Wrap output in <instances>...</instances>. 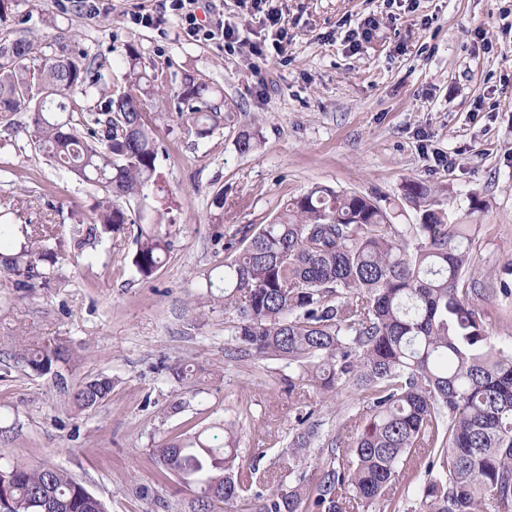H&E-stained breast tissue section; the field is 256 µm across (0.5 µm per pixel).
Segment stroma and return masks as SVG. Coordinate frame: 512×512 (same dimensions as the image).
I'll use <instances>...</instances> for the list:
<instances>
[{
	"mask_svg": "<svg viewBox=\"0 0 512 512\" xmlns=\"http://www.w3.org/2000/svg\"><path fill=\"white\" fill-rule=\"evenodd\" d=\"M288 37L256 54L275 32L252 0H198L195 14L238 34L191 35L171 0H19L15 30L36 35L58 19L75 50L105 58L121 85L127 54L166 80L155 120L165 191L139 205L143 223L173 225L171 252L150 278L131 260L136 226L96 249L74 251L76 221L91 217L99 188L47 164L23 132L30 115L0 122V205L5 224L51 223L61 246L59 283L28 292L0 273V336L30 344L64 339L78 358L69 390L105 376L112 394L96 410L74 407L53 375L38 376L0 346V462L60 466L107 512H191L192 487L159 478L151 448L195 429L211 445L238 423L247 461L275 469L297 426L288 393L295 366L241 356L223 303L186 307L187 295L219 280L228 224H265L313 185L378 198L398 224L418 221L406 181L435 189L455 218L472 199L484 211L472 246L494 348L512 349V0H276ZM152 16L154 25L141 24ZM224 90V123L200 140L176 108L186 75ZM256 138L239 154L242 132ZM223 193L224 207L212 199ZM195 376L176 380V362ZM179 412H171L173 402ZM322 456L340 422L358 409L352 390L311 396Z\"/></svg>",
	"mask_w": 512,
	"mask_h": 512,
	"instance_id": "1",
	"label": "stroma"
}]
</instances>
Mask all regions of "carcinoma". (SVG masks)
Wrapping results in <instances>:
<instances>
[{"label": "carcinoma", "mask_w": 512, "mask_h": 512, "mask_svg": "<svg viewBox=\"0 0 512 512\" xmlns=\"http://www.w3.org/2000/svg\"><path fill=\"white\" fill-rule=\"evenodd\" d=\"M18 0H0V120L31 113L27 133L53 165L104 191L93 218L80 223L75 248L98 244L134 224L130 202L158 185V145L151 110L164 99L159 75L129 51L123 88L95 112L82 99L108 68L75 55L69 28L52 20L50 52L11 28ZM218 86L185 78L178 95L195 134L224 123ZM432 190L408 181L404 197L420 213L401 229L386 208L356 192L315 186L283 204L267 224H228L218 239L224 264V310L236 314L231 341L240 351L288 360L298 368L288 392L334 395L350 388L369 419L340 425L313 481L290 477L306 463L319 423L315 410L280 458V473L243 463L236 422L227 442L210 447L203 433L152 449L159 475L195 487L193 512H390L400 497L399 466L418 474L411 512H512V350L487 345L484 314L470 302L475 224H462L430 202ZM19 249L0 250V273L16 287L47 288L58 276L53 224H31ZM170 224H141L132 265L148 278L172 246ZM14 358L34 374L60 369L74 351L65 340L31 346L12 337ZM112 380L84 382L71 397L81 410L102 405ZM0 512H106L67 470L0 464Z\"/></svg>", "instance_id": "obj_1"}]
</instances>
